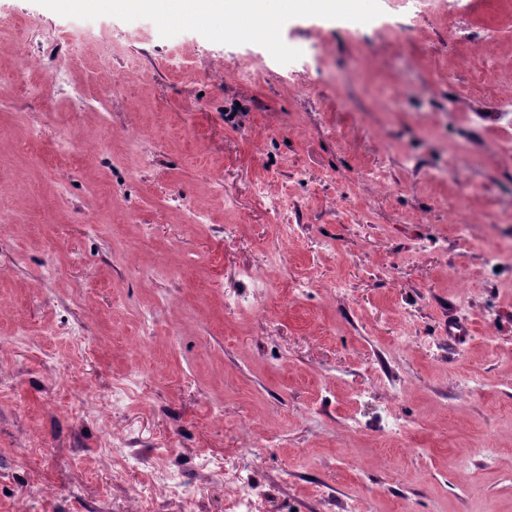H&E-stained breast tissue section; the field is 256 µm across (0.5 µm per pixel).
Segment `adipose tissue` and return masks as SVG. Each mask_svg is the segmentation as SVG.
<instances>
[{
    "instance_id": "obj_1",
    "label": "adipose tissue",
    "mask_w": 512,
    "mask_h": 512,
    "mask_svg": "<svg viewBox=\"0 0 512 512\" xmlns=\"http://www.w3.org/2000/svg\"><path fill=\"white\" fill-rule=\"evenodd\" d=\"M309 0H125L133 9L153 8L174 20L191 19L204 24L217 16L263 20L268 9L285 15Z\"/></svg>"
}]
</instances>
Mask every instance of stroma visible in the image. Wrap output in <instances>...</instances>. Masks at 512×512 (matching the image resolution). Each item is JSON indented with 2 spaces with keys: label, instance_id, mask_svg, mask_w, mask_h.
Instances as JSON below:
<instances>
[{
  "label": "stroma",
  "instance_id": "obj_1",
  "mask_svg": "<svg viewBox=\"0 0 512 512\" xmlns=\"http://www.w3.org/2000/svg\"><path fill=\"white\" fill-rule=\"evenodd\" d=\"M511 63L512 0L249 34L0 0V512H225L243 477L253 512H512Z\"/></svg>",
  "mask_w": 512,
  "mask_h": 512
}]
</instances>
